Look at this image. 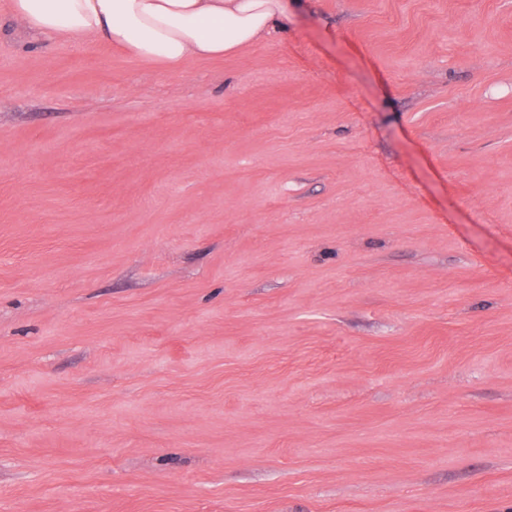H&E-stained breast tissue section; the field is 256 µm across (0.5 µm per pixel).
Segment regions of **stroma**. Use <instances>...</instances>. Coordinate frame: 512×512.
Masks as SVG:
<instances>
[{"mask_svg":"<svg viewBox=\"0 0 512 512\" xmlns=\"http://www.w3.org/2000/svg\"><path fill=\"white\" fill-rule=\"evenodd\" d=\"M0 512H512V0L1 12ZM288 1L303 0H6L4 8L42 41L67 35L175 66L287 32Z\"/></svg>","mask_w":512,"mask_h":512,"instance_id":"stroma-1","label":"stroma"}]
</instances>
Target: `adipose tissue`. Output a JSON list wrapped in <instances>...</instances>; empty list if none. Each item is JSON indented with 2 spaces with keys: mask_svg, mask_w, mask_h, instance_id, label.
Here are the masks:
<instances>
[{
  "mask_svg": "<svg viewBox=\"0 0 512 512\" xmlns=\"http://www.w3.org/2000/svg\"><path fill=\"white\" fill-rule=\"evenodd\" d=\"M4 8L40 40L67 35L169 66L231 55L288 29V0H6Z\"/></svg>",
  "mask_w": 512,
  "mask_h": 512,
  "instance_id": "1",
  "label": "adipose tissue"
}]
</instances>
